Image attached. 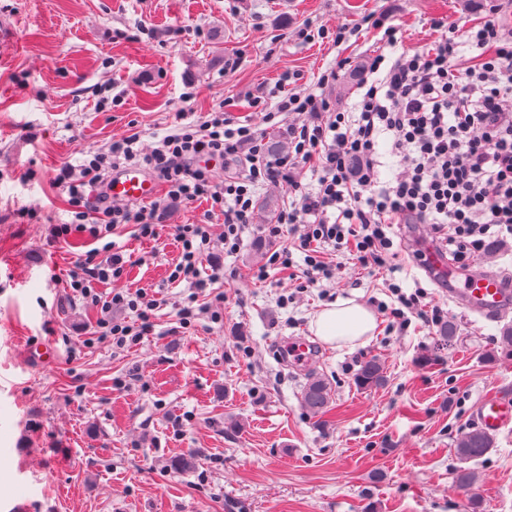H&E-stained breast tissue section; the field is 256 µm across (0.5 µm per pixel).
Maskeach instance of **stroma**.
<instances>
[{"label": "stroma", "instance_id": "obj_1", "mask_svg": "<svg viewBox=\"0 0 512 512\" xmlns=\"http://www.w3.org/2000/svg\"><path fill=\"white\" fill-rule=\"evenodd\" d=\"M380 14L400 51L433 45L440 19L512 28V0H0V512H468L455 444L484 396L512 398L502 320L462 311L414 270L457 324L452 346L381 328L352 348L320 342L310 330L320 308L383 297L382 282L348 260L321 293L288 303L297 281L268 265L277 244L257 232L293 200L271 184L233 254L205 201L172 204L154 241L117 229L130 262L102 292L151 288L163 300L153 333L121 351L97 339L96 311L67 288L88 240L52 236L71 219L54 169L131 132L147 153L220 109L283 136L249 101L287 71L294 92L320 90L352 111L359 71L384 46L368 22ZM341 60L336 84L319 89ZM26 168L32 178L18 180ZM197 223L210 225L224 267L223 318L183 329L187 290L168 276L178 225ZM262 266L266 280L252 279ZM300 337L315 358L284 365L282 345ZM373 357L386 381L365 389L354 369ZM312 373L334 391L321 417L300 402ZM187 456L192 469L174 467ZM472 468L483 512H512V429Z\"/></svg>", "mask_w": 512, "mask_h": 512}]
</instances>
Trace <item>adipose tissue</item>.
<instances>
[{"mask_svg": "<svg viewBox=\"0 0 512 512\" xmlns=\"http://www.w3.org/2000/svg\"><path fill=\"white\" fill-rule=\"evenodd\" d=\"M377 327L376 316L363 303L341 299L314 314L311 329L324 343L349 345L366 343Z\"/></svg>", "mask_w": 512, "mask_h": 512, "instance_id": "adipose-tissue-1", "label": "adipose tissue"}]
</instances>
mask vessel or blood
Returning <instances> with one entry per match:
<instances>
[{
  "label": "vessel or blood",
  "mask_w": 512,
  "mask_h": 512,
  "mask_svg": "<svg viewBox=\"0 0 512 512\" xmlns=\"http://www.w3.org/2000/svg\"><path fill=\"white\" fill-rule=\"evenodd\" d=\"M103 192L113 203L146 202L154 198L157 186L141 167L128 165L105 180ZM417 249L425 275L443 289L449 301L485 319L512 310V277L481 263L457 266L428 236L420 238ZM476 412L478 422L490 433L512 427V400L489 394L480 400Z\"/></svg>",
  "instance_id": "obj_1"
}]
</instances>
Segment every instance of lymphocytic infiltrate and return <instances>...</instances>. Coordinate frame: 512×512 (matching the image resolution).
<instances>
[{
  "instance_id": "lymphocytic-infiltrate-1",
  "label": "lymphocytic infiltrate",
  "mask_w": 512,
  "mask_h": 512,
  "mask_svg": "<svg viewBox=\"0 0 512 512\" xmlns=\"http://www.w3.org/2000/svg\"><path fill=\"white\" fill-rule=\"evenodd\" d=\"M441 35L435 45L400 53L394 59L372 58L360 88L356 116L333 113L329 102L312 93L284 92L276 112L304 116V123L287 127L288 153L262 156L257 130L235 123L215 111L206 120L180 127L147 155L141 154L138 134L113 142L109 153L87 154L80 167L57 169L53 183L67 194L68 223L57 225L56 237L88 238L85 252L70 281L76 296L96 309L98 335L113 347L138 345L153 327L161 302L153 289L103 295L100 287L121 278L126 263L115 253L114 231L123 224L137 227L139 238L152 240L167 201L209 202L224 215V249L235 252L250 223L255 191L268 182H285L298 192V204L283 209L277 223L268 225L271 237L284 228L304 231L274 251L270 264L293 268L294 252L304 256L300 291L330 279L332 268L321 251L332 246L349 253L363 269L385 271L386 297L377 301L390 328L407 331L413 321L434 328L443 323V309L429 303L424 288L405 291L398 279V224H429L440 234L453 261L469 265L490 240L512 237V30L489 19L466 30L436 21ZM476 49L472 63L457 69L459 37ZM331 112V111H330ZM387 138L393 156L404 169L401 178L381 182L378 143ZM205 157L237 164V175L216 182ZM148 171L163 190L149 205L107 206L96 189L105 172L127 163ZM316 168L318 186L303 190L301 173ZM180 255L170 282L186 283L189 294L178 311L181 327L200 315L220 322L223 293H211L224 271L201 267L211 249L205 224H184L176 234Z\"/></svg>"
}]
</instances>
